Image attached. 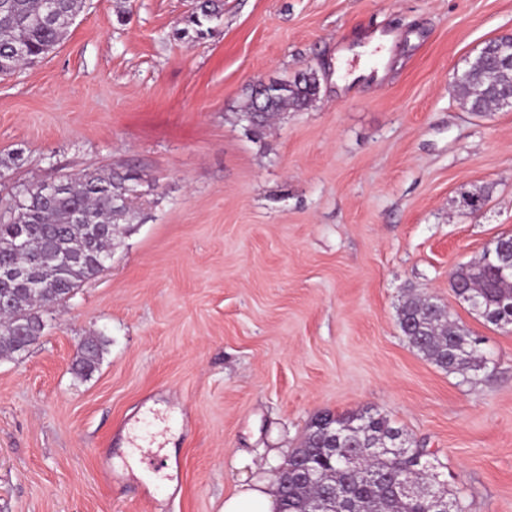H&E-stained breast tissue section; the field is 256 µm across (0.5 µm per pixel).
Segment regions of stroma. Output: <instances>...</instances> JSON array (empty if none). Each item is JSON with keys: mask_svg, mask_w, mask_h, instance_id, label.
I'll return each mask as SVG.
<instances>
[{"mask_svg": "<svg viewBox=\"0 0 512 512\" xmlns=\"http://www.w3.org/2000/svg\"><path fill=\"white\" fill-rule=\"evenodd\" d=\"M191 10L85 0L55 49L0 77V213L61 174L132 169L143 191L106 269L0 360V512H221L318 414L365 411L470 512H512V329L449 282L512 234V110L475 115L454 88L512 34V0H224L212 36L176 37ZM310 69L317 100L254 139L237 118L251 86ZM410 293L484 338L494 368L470 378L412 347ZM93 335L107 352L81 379ZM143 441L162 470L130 466ZM106 343V340L100 336H91L85 341L72 366V371L76 376L87 378L92 375L103 359Z\"/></svg>", "mask_w": 512, "mask_h": 512, "instance_id": "stroma-1", "label": "stroma"}]
</instances>
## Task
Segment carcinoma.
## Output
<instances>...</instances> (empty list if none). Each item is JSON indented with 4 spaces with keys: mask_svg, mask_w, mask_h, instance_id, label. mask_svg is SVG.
Masks as SVG:
<instances>
[{
    "mask_svg": "<svg viewBox=\"0 0 512 512\" xmlns=\"http://www.w3.org/2000/svg\"><path fill=\"white\" fill-rule=\"evenodd\" d=\"M55 11L48 16V2ZM84 7V0H0V61L24 66L48 54L64 39ZM222 0H198L181 29L184 36L204 39L211 35V24L223 13ZM503 91L512 84L501 78L487 57H477L456 82L463 106L474 113L492 110L480 96L491 81ZM316 72L309 70L283 81L271 95L259 97L250 90L238 119L247 123L251 134L260 138L271 122L292 110L307 109L319 95ZM141 177L131 171L95 169L63 175L55 180L53 193L42 191V183L33 184L15 196L8 215L0 219V262L18 269H30L35 280L19 278L0 281V298L8 303L0 313V359L11 358L35 343L39 311L52 305L63 306L67 295L106 269L120 227L137 206ZM23 235L28 247L16 248V237ZM67 239L76 245L65 266L50 259ZM458 295H468V308L493 323L500 314L512 316L500 301H512V277H496L490 272L486 256L456 269ZM401 328H408V339L425 357L444 369L485 371L492 360L482 347L483 340L462 328L433 298L411 296L400 311ZM106 351V340L92 336L81 346L72 366L74 374L87 378L98 368ZM333 420L336 430L317 427L308 434L303 447L295 449L285 464L292 469L288 477V512H304L312 498L336 497V512H437L429 496L438 484L436 467L417 458L426 456L423 448H414L416 456L400 458L390 452L399 437L407 434L392 425L380 413L323 414ZM373 448L389 452L369 455ZM349 453L365 457V468L349 471L344 459ZM312 461L319 483L311 484L303 472L295 469L296 460ZM408 478L421 486L412 497L395 495L393 485Z\"/></svg>",
    "mask_w": 512,
    "mask_h": 512,
    "instance_id": "obj_1",
    "label": "carcinoma"
}]
</instances>
